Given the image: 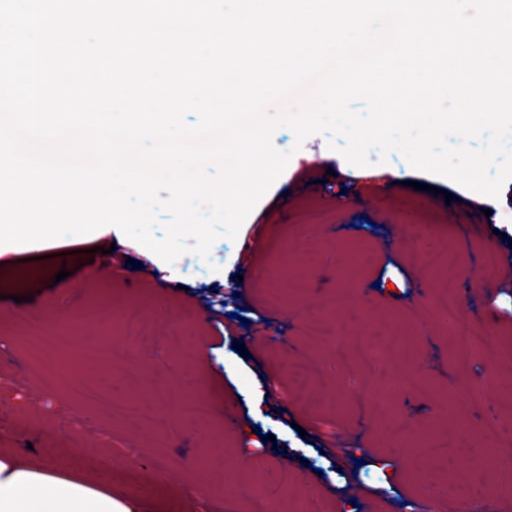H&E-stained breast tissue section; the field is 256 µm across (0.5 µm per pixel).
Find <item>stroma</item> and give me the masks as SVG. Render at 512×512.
Instances as JSON below:
<instances>
[{
  "label": "stroma",
  "mask_w": 512,
  "mask_h": 512,
  "mask_svg": "<svg viewBox=\"0 0 512 512\" xmlns=\"http://www.w3.org/2000/svg\"><path fill=\"white\" fill-rule=\"evenodd\" d=\"M324 153L293 154L236 239L221 236L208 256L189 252L166 263L118 227L72 242L66 261L36 263L30 245H0V448L32 446L34 457L65 476L88 478L134 512H221L225 491L239 512H258L253 488L274 479L275 500L298 512L315 502L345 504L348 512H419L423 491L469 505L464 490L479 476L491 512H512V493L499 489L498 467L476 468L467 456L491 440L512 454V180L499 199L414 169L390 153L385 173L375 166L338 167L343 137L319 135ZM337 175L326 178L327 169ZM419 182L421 190L410 189ZM453 202H446L445 194ZM310 206L330 224L305 231L297 219ZM493 216H485L483 207ZM453 245L458 272L436 269L408 245L416 235ZM370 264L355 261L359 252ZM285 265L304 278L274 279ZM68 270L59 279L60 270ZM455 277L461 316L492 333L497 350L456 371L455 350L433 305L441 283ZM214 284L215 302L233 310L243 293L247 317L264 316L255 333L222 339L201 302ZM104 302L121 322L129 308L147 320V353L121 356L112 407L79 405L67 386L48 375L29 352L15 316L62 323L83 307ZM393 320L400 336H378L375 324ZM375 351L374 366L358 364L359 349ZM316 368L310 398L291 394L287 359ZM410 363L423 391L394 384L392 365ZM486 394L465 398L469 382ZM163 403L151 420L123 413L128 396ZM185 397L203 401L202 417L178 415ZM289 411L293 426L281 420ZM425 432L423 448L395 451L392 422ZM111 434L113 449L99 447ZM395 465L379 473L378 456Z\"/></svg>",
  "instance_id": "stroma-1"
}]
</instances>
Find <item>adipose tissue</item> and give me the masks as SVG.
<instances>
[{"mask_svg":"<svg viewBox=\"0 0 512 512\" xmlns=\"http://www.w3.org/2000/svg\"><path fill=\"white\" fill-rule=\"evenodd\" d=\"M0 512H132L91 482L61 475L14 450H0Z\"/></svg>","mask_w":512,"mask_h":512,"instance_id":"ef3b65f1","label":"adipose tissue"}]
</instances>
